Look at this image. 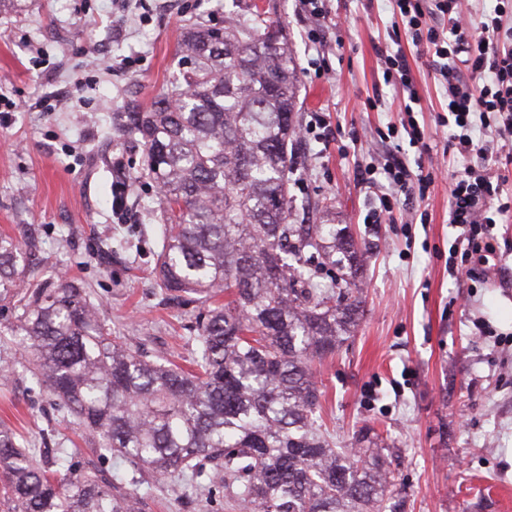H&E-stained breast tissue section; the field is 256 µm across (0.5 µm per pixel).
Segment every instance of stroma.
I'll list each match as a JSON object with an SVG mask.
<instances>
[{
    "instance_id": "1",
    "label": "stroma",
    "mask_w": 512,
    "mask_h": 512,
    "mask_svg": "<svg viewBox=\"0 0 512 512\" xmlns=\"http://www.w3.org/2000/svg\"><path fill=\"white\" fill-rule=\"evenodd\" d=\"M263 4L288 32L299 75V126L321 116L324 136L302 137L289 194L297 224L350 225L371 254L355 336L317 366L320 414L343 442L365 425L401 449L395 488L406 512H512V213L497 216L490 276L448 268L460 231L448 222V171L417 209L424 222L370 224L378 190L359 179L383 147L380 133L414 117L432 149L453 129L433 69L407 47L420 102L385 84L379 55L399 15L391 0H325L330 26L312 43L300 0H24L0 14V235L37 233L38 277L84 288L113 335L149 357L189 367L199 303L156 285L163 221L155 184L140 177L141 151L112 132L129 95L150 107L178 70L192 23L223 26ZM30 353L0 340V421L36 447L70 448L79 469L112 477L89 433L64 417L30 375ZM144 512H239L223 494L172 480L152 484Z\"/></svg>"
}]
</instances>
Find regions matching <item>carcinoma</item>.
<instances>
[{"mask_svg":"<svg viewBox=\"0 0 512 512\" xmlns=\"http://www.w3.org/2000/svg\"><path fill=\"white\" fill-rule=\"evenodd\" d=\"M185 66L154 105L112 114L144 150L142 176L164 209L157 282L197 296L196 355L185 370L112 335L73 284L31 279L38 241L0 236V330L31 351L33 379L129 465L132 491L73 470L67 448H34L0 424L8 512H142L139 476L201 480L250 512H403L394 442L364 427L334 446L318 411L317 361L354 336L368 249L340 224H292L288 145L298 136L297 71L285 29L253 13L190 27ZM224 300H219V296Z\"/></svg>","mask_w":512,"mask_h":512,"instance_id":"obj_1","label":"carcinoma"}]
</instances>
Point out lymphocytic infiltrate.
Listing matches in <instances>:
<instances>
[{"instance_id":"1","label":"lymphocytic infiltrate","mask_w":512,"mask_h":512,"mask_svg":"<svg viewBox=\"0 0 512 512\" xmlns=\"http://www.w3.org/2000/svg\"><path fill=\"white\" fill-rule=\"evenodd\" d=\"M403 24L391 40L397 48L381 55L383 80L403 92L409 103L419 94L409 58L399 43L409 36L416 48L434 58L433 69L445 91L450 110L440 123L454 126L450 146L460 156L486 157L492 143L512 139V48L501 43L506 0H497L492 13L475 20L466 0H394ZM488 112L499 114L502 127L490 131L488 139L475 142L473 119ZM408 145H401V137ZM387 149L382 162L369 168L371 184L385 182L379 197L382 212L392 213L401 200L421 201L428 194L439 164L424 141L417 121L404 129L388 128ZM417 152L414 164H407L405 147ZM504 176L492 167L466 166L454 172L449 187L448 222L459 228L462 255L486 261L494 251L487 237L495 215L512 212V194L504 192Z\"/></svg>"}]
</instances>
